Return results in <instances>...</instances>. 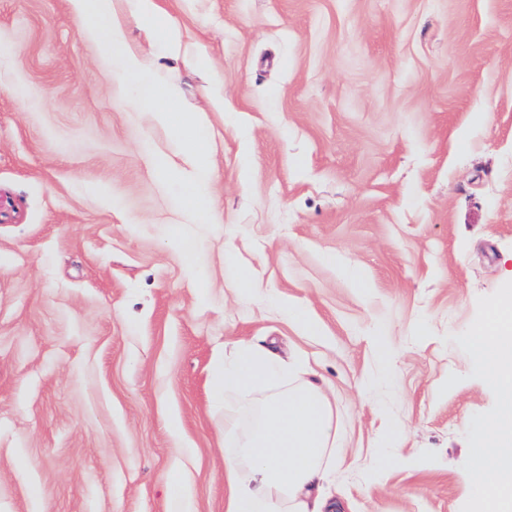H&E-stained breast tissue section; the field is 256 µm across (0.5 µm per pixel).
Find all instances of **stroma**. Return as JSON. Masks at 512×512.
I'll list each match as a JSON object with an SVG mask.
<instances>
[{
  "instance_id": "obj_1",
  "label": "stroma",
  "mask_w": 512,
  "mask_h": 512,
  "mask_svg": "<svg viewBox=\"0 0 512 512\" xmlns=\"http://www.w3.org/2000/svg\"><path fill=\"white\" fill-rule=\"evenodd\" d=\"M156 2L174 36L114 9L208 140L219 224L69 0H0V512H166L172 481L224 512V419L246 435L253 406L211 382L242 342L328 386L340 512H474L499 397L467 336L512 287V0Z\"/></svg>"
}]
</instances>
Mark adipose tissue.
Returning a JSON list of instances; mask_svg holds the SVG:
<instances>
[{
  "instance_id": "obj_1",
  "label": "adipose tissue",
  "mask_w": 512,
  "mask_h": 512,
  "mask_svg": "<svg viewBox=\"0 0 512 512\" xmlns=\"http://www.w3.org/2000/svg\"><path fill=\"white\" fill-rule=\"evenodd\" d=\"M70 3L83 31L97 41L102 58L113 70L136 75L139 109L154 113L179 138L195 126V119L178 109L175 84L159 83L127 47L112 0ZM187 151L195 172L181 180L185 207L202 223H220V214L204 191L208 144L199 136L188 140ZM470 344L488 386L500 397L498 410L481 422L480 438L471 450L477 507L479 512H512V290L489 306L473 329ZM280 373L281 362L275 355L241 345L224 362L212 397L222 401L228 389L260 392ZM335 445L334 417L322 387L307 381L264 397L249 445L224 459V512H322L319 493L330 479L324 456Z\"/></svg>"
}]
</instances>
